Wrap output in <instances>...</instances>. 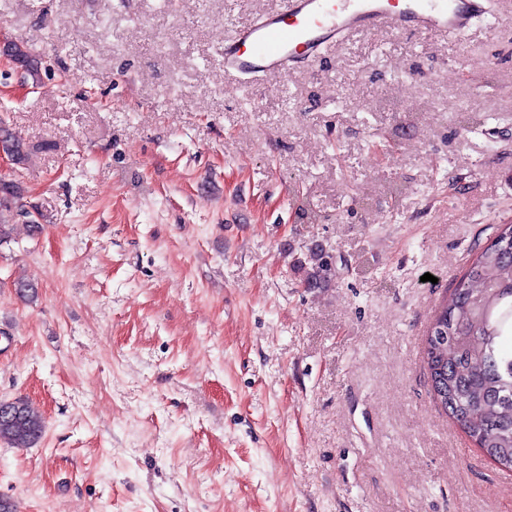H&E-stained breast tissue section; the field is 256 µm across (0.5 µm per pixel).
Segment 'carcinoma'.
Masks as SVG:
<instances>
[{
  "label": "carcinoma",
  "mask_w": 512,
  "mask_h": 512,
  "mask_svg": "<svg viewBox=\"0 0 512 512\" xmlns=\"http://www.w3.org/2000/svg\"><path fill=\"white\" fill-rule=\"evenodd\" d=\"M0 144L14 152L16 165L27 168L33 147L0 120ZM22 183L0 181V245L9 242L17 226V202ZM308 286L336 277V267L321 250H310L298 261ZM448 311L447 338L438 357L431 346L424 360L435 395H444L442 408L481 449L490 450L512 470V354L503 343L512 336V240L487 246L458 280ZM14 417H0V441L16 447L35 443L44 418L29 401L17 398Z\"/></svg>",
  "instance_id": "obj_1"
}]
</instances>
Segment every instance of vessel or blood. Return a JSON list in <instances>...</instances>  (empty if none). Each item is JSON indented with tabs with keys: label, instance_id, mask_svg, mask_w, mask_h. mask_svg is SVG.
<instances>
[{
	"label": "vessel or blood",
	"instance_id": "obj_1",
	"mask_svg": "<svg viewBox=\"0 0 512 512\" xmlns=\"http://www.w3.org/2000/svg\"><path fill=\"white\" fill-rule=\"evenodd\" d=\"M491 0H283L225 36V76H287L296 59L351 36L394 30L406 35L467 36L491 15Z\"/></svg>",
	"mask_w": 512,
	"mask_h": 512
}]
</instances>
